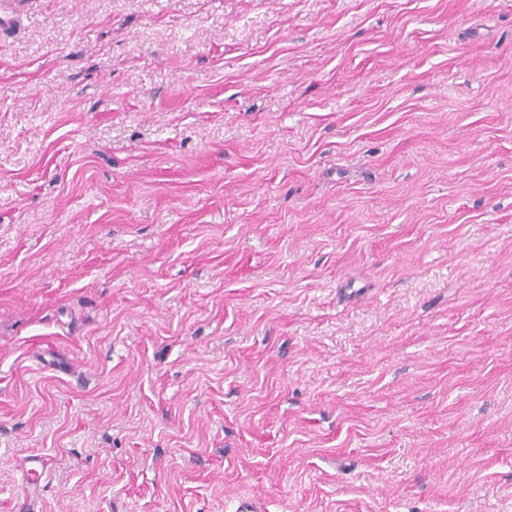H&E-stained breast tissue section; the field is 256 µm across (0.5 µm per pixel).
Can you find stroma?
<instances>
[{
    "label": "stroma",
    "instance_id": "obj_1",
    "mask_svg": "<svg viewBox=\"0 0 512 512\" xmlns=\"http://www.w3.org/2000/svg\"><path fill=\"white\" fill-rule=\"evenodd\" d=\"M249 495L512 512V0H31L0 36V512Z\"/></svg>",
    "mask_w": 512,
    "mask_h": 512
}]
</instances>
